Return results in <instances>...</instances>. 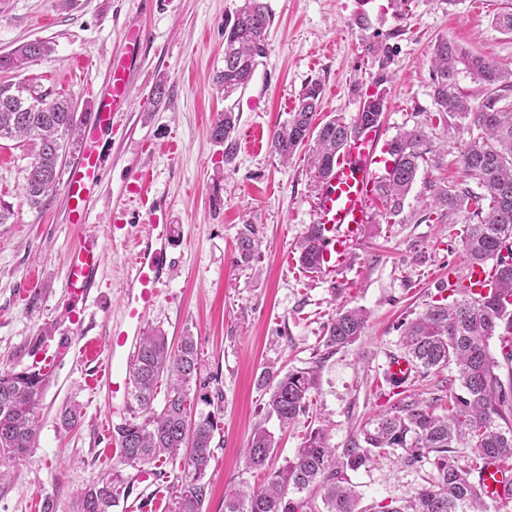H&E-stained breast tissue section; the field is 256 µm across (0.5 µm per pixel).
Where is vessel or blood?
I'll list each match as a JSON object with an SVG mask.
<instances>
[{"label": "vessel or blood", "instance_id": "obj_1", "mask_svg": "<svg viewBox=\"0 0 512 512\" xmlns=\"http://www.w3.org/2000/svg\"><path fill=\"white\" fill-rule=\"evenodd\" d=\"M130 57H123L112 66L109 95L95 111L89 129L82 136L80 161L71 169L63 191L69 205V221L85 225L88 222L86 198L91 186L99 181L105 161L99 131L107 126L114 113L128 109L130 96L128 73ZM387 148L381 142L378 129H368L350 137L336 156L331 175L320 184L315 202V222L319 228V272L334 276L337 269L350 259L349 248L371 223L377 198V185L388 167ZM134 192L146 202L147 217L144 232L139 237L130 262L122 299V314L113 321L107 341L108 359L101 364L112 398V410L128 411L131 393L129 365L139 347L140 333L146 316L154 310L171 265L173 246L172 225L165 210L148 199V179L139 176ZM104 260V246L91 232L84 233L73 249L64 269L65 286L74 303L70 321L82 325L83 306L93 294ZM493 282V270L485 264H473L467 269L464 284L472 293L487 294ZM414 371L412 362L402 355L389 358L385 377L393 382L408 381ZM479 481L489 497H500L506 483V470L496 460H486ZM134 495L125 502V512H141L144 503L158 505L159 475L155 469L136 468L130 479Z\"/></svg>", "mask_w": 512, "mask_h": 512}]
</instances>
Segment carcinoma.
Here are the masks:
<instances>
[{"mask_svg":"<svg viewBox=\"0 0 512 512\" xmlns=\"http://www.w3.org/2000/svg\"><path fill=\"white\" fill-rule=\"evenodd\" d=\"M272 15L264 0H243L234 17L224 20V70L215 83L224 94L244 88L253 77L258 59L267 55L265 31ZM52 51L49 42H25L0 57V69L24 70L29 63ZM434 103L437 112L429 121L469 133L459 145V164L466 176L477 180L481 192L468 187L439 186L432 196L441 216L465 214L461 237L469 264L497 265L494 288L474 296L458 285V297L435 303L406 324L402 345L420 372H454L462 393L453 394L448 413L438 415L430 407L405 404L377 416L360 436L343 449L332 446L328 434L313 430L285 466L269 473L267 483L251 488L244 483L224 498V512H361L359 496L350 473L376 455L392 453L406 465L430 463L435 479L416 489L400 504L377 503L370 512H488L485 493L471 478L473 468L462 463L459 449L469 448L482 460L512 459L511 388L497 374L499 361L491 353L490 340L498 336L501 354L512 360V258L501 257V248L512 243V70L468 51L448 38L439 39L432 51ZM466 73L478 82L479 94L465 93L459 77ZM321 96L318 83L305 86L291 118L271 135V152L282 160L309 140ZM385 109L384 96L376 92L361 100L359 111L348 120L342 115L320 122L311 156L315 182L332 171L336 153L346 140L369 125L378 124ZM238 116L230 109L217 113L210 127L211 139L229 140ZM83 118L75 116L70 98L30 79L0 84V143L33 145L25 166L24 193L28 205L40 209L44 198L59 183L58 162L66 150L78 147ZM433 150L421 126L402 130L389 142L392 167L378 184V196L386 215L399 214L420 168L432 161ZM254 225L246 224L236 239L237 260L248 264L258 251ZM300 267L315 273L319 244L315 225L297 244ZM367 322L360 307L342 308L326 325L322 346L332 353L356 341ZM132 399L140 419L117 428L123 462L153 463L185 451L188 467L180 485L178 512H204L210 495L205 480L214 458L219 409L214 401L199 396L205 408L194 407L190 383L200 375V358L193 337H182L172 350L159 329L146 333L131 363ZM167 378L161 409L154 407L159 381ZM46 375L36 371L0 372V458L21 461L35 447V409ZM314 370H290L275 384L267 403L268 414L279 425L295 423L309 408L317 389ZM277 443L262 424L248 439V467H266ZM117 489L103 481L77 496V512H111Z\"/></svg>","mask_w":512,"mask_h":512,"instance_id":"cac0c4a2","label":"carcinoma"}]
</instances>
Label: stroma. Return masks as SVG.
<instances>
[{
    "instance_id": "obj_1",
    "label": "stroma",
    "mask_w": 512,
    "mask_h": 512,
    "mask_svg": "<svg viewBox=\"0 0 512 512\" xmlns=\"http://www.w3.org/2000/svg\"><path fill=\"white\" fill-rule=\"evenodd\" d=\"M272 15L268 55L246 88L224 95L213 78L224 68V20L242 0H0V56L15 46L46 40L52 53L29 64L38 79L72 99L77 113L93 114L108 92L113 58L127 54L126 27L140 24L146 41L132 56L130 107L104 136L103 176L88 195L87 226L67 221L63 191L41 209L24 196L31 151L0 147V202L13 215L0 224V372L49 366L36 409L33 456L18 462L17 477L0 485V512H33L52 498L56 512H76L81 488L110 479L124 512L132 468L106 421L112 408L103 382L80 351L54 358L53 339L72 336L71 303L63 280L69 252L83 230L104 245L101 286L86 305L83 340L106 358L107 331L121 313L122 291L142 217L130 191L138 172L152 174L154 199L174 226L173 263L157 305L143 327L161 329L170 345L191 334L201 357L206 393L221 396V446L207 477V512H224V496L239 482L263 486L267 472L285 465L312 429L328 430L343 447L374 416L416 401L446 412L448 385L418 375L406 389L387 386L383 369L402 354L401 324L448 297L449 279L467 268L461 224L425 221L433 187L476 188L458 164L457 136L429 124L433 101L430 56L436 41L466 49L512 69V32L494 14L512 0H265ZM165 95L155 98L156 83ZM322 86L320 119L353 118L361 93L386 98L384 139L424 126L436 161L421 170L401 213H377L354 243L349 264L334 279L304 272L296 243L313 221L316 184L310 146L289 162L271 152L269 138L293 112L304 87ZM233 110L230 143L211 140L216 113ZM175 152H168L169 141ZM124 212L125 238L112 235V215ZM255 224L262 245L248 265L237 261V233ZM361 307L368 321L350 346L326 353L322 340L340 307ZM317 368L318 385L305 415L288 428L268 416L276 376ZM78 410L66 428L60 412ZM264 424L277 448L268 470L247 468L241 450L252 428ZM430 465L407 466L388 454L353 474L361 507L408 496Z\"/></svg>"
}]
</instances>
